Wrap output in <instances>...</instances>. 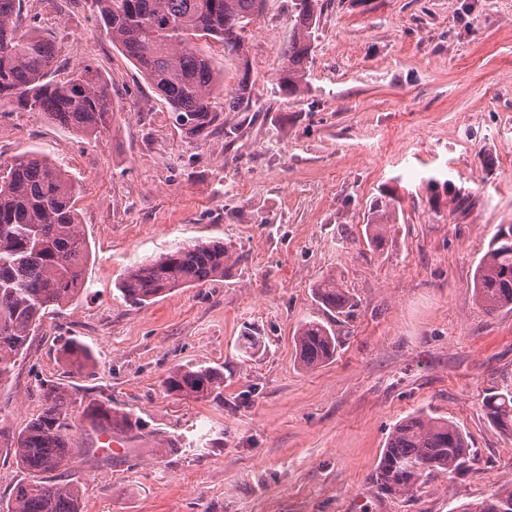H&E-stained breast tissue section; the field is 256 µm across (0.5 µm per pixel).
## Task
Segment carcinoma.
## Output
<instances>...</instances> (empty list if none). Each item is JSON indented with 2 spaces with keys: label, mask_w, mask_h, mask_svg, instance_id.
Listing matches in <instances>:
<instances>
[{
  "label": "carcinoma",
  "mask_w": 512,
  "mask_h": 512,
  "mask_svg": "<svg viewBox=\"0 0 512 512\" xmlns=\"http://www.w3.org/2000/svg\"><path fill=\"white\" fill-rule=\"evenodd\" d=\"M264 0H92L99 28L164 100L172 124L186 136L204 140L227 123L228 114L252 109L251 63L246 46L249 26ZM291 33L283 50L280 92L297 99L308 91L307 63L321 0H292ZM22 0H0V112H38L86 138L109 130L115 107L107 79L90 64L77 63L57 73L55 46L37 24H18ZM212 39L235 64L237 83L224 97V69L197 46ZM79 190L65 172L36 152L0 160V384L8 381L27 342L43 318L74 301L84 289L89 248L76 207ZM399 200L393 190L380 191L369 209L368 247H384L396 222ZM231 248L217 239L179 247L129 270L118 285L123 299L146 305L177 289L194 288L224 277L238 263ZM479 305L489 312L512 308V224L497 229L488 251L474 270ZM316 303L328 319L308 318L294 334L297 358L306 369L336 356V323L356 317L357 302L336 277L313 286ZM263 337L247 330L240 351L253 356ZM79 367L92 360L76 340L60 348ZM224 383L211 366H179L163 381L168 392L204 396ZM41 413L13 434L0 451L23 474L0 512H83L81 484L63 480L73 447L74 406L92 430L130 429L131 413L112 401L74 397L53 381L43 384ZM487 418L512 434V388H492L484 398ZM468 437L452 421L422 412L397 422L389 433L375 470L383 494L408 499L431 475L458 476L470 469ZM463 512H512V481L497 487Z\"/></svg>",
  "instance_id": "1"
}]
</instances>
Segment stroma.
<instances>
[{
  "label": "stroma",
  "mask_w": 512,
  "mask_h": 512,
  "mask_svg": "<svg viewBox=\"0 0 512 512\" xmlns=\"http://www.w3.org/2000/svg\"><path fill=\"white\" fill-rule=\"evenodd\" d=\"M309 89L279 90L290 0H265L247 33L255 112L196 141L100 31L91 0H23L60 67L93 63L116 119L98 139L35 112L0 114V157L41 152L80 188L90 250L81 296L47 315L0 386V448L43 406V382L111 399L136 429L120 451L74 458L84 512H461L512 480V435L486 418L512 385V310H484L473 272L512 224V0H322ZM395 189L384 253L369 207ZM218 238L224 278L125 303L123 275ZM334 275L358 303L335 359L303 369L294 333ZM265 351L244 358L239 337ZM69 339L92 360L59 354ZM222 368L221 397L166 392L179 365ZM417 412L457 423L469 473L406 501L373 474L393 425Z\"/></svg>",
  "instance_id": "obj_1"
}]
</instances>
